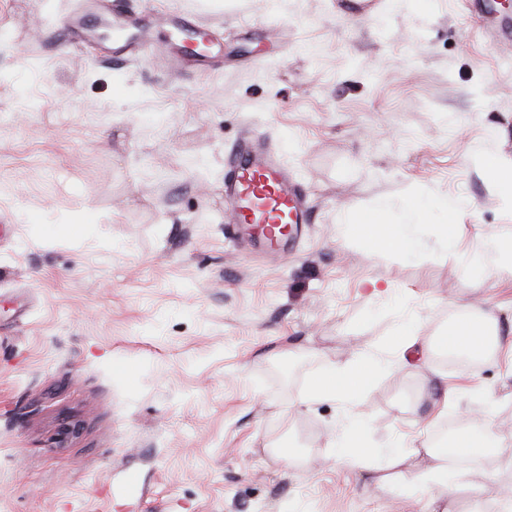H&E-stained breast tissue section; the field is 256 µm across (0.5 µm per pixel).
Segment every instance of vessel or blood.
I'll return each mask as SVG.
<instances>
[{"instance_id":"obj_1","label":"vessel or blood","mask_w":512,"mask_h":512,"mask_svg":"<svg viewBox=\"0 0 512 512\" xmlns=\"http://www.w3.org/2000/svg\"><path fill=\"white\" fill-rule=\"evenodd\" d=\"M107 14L112 17L113 59L135 56L172 72L200 74L224 61L220 44L209 39L195 14L179 7L159 10L151 0L139 10L117 0H83L72 12L70 36L90 33ZM224 200L232 224L270 251L296 248L310 221L306 188L274 138L255 128L243 131L224 154Z\"/></svg>"}]
</instances>
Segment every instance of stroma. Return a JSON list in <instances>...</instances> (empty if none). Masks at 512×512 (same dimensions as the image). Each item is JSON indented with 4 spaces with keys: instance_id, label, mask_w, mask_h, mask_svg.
<instances>
[{
    "instance_id": "stroma-1",
    "label": "stroma",
    "mask_w": 512,
    "mask_h": 512,
    "mask_svg": "<svg viewBox=\"0 0 512 512\" xmlns=\"http://www.w3.org/2000/svg\"><path fill=\"white\" fill-rule=\"evenodd\" d=\"M72 2L0 0V512H465L472 489L512 488V338L474 369L398 343L468 305L512 324V258L493 246L512 218L477 164L512 155V14L157 0L223 41V69L196 77L68 45ZM245 120L310 192L295 252L256 254L226 225L224 148ZM408 197L426 214L413 254L347 222L385 201L400 221ZM363 358L380 371L362 398L304 404L314 375ZM351 420L364 469L336 461ZM473 422L500 446L456 487L381 481L389 448L448 447Z\"/></svg>"
}]
</instances>
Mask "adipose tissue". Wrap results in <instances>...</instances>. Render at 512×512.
I'll return each instance as SVG.
<instances>
[{
    "label": "adipose tissue",
    "instance_id": "adipose-tissue-1",
    "mask_svg": "<svg viewBox=\"0 0 512 512\" xmlns=\"http://www.w3.org/2000/svg\"><path fill=\"white\" fill-rule=\"evenodd\" d=\"M406 221L402 224H390L378 219L370 211H356L350 217L357 235L360 238L377 241L385 254L395 257L413 253L417 248L415 237L410 231L411 225L422 223L423 215L414 201L405 205ZM496 333V320L492 313L475 312L461 308L448 330L431 339L417 336L413 329H406L400 340L402 350L416 347L439 348L463 355L469 354L473 347L491 350V338ZM377 371L376 364L369 359L363 360L357 367L329 370L315 377L309 384L306 398L315 402L335 399L338 397L355 398L363 394ZM433 463L427 469H418L413 455L393 450L391 461L396 465L406 466L414 471L416 479L423 485L452 486L457 481L456 472L448 468L446 459L448 452L443 448H432L428 451Z\"/></svg>",
    "mask_w": 512,
    "mask_h": 512
}]
</instances>
